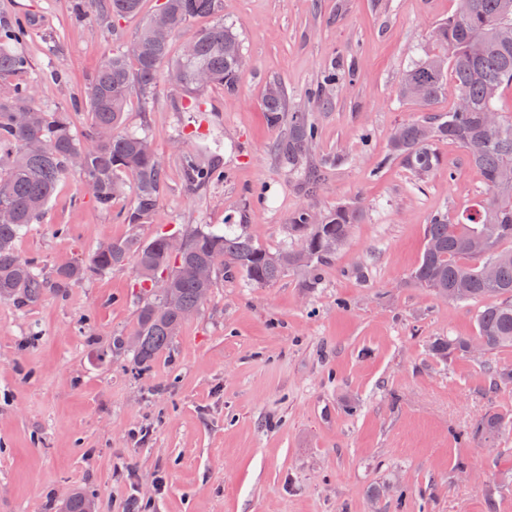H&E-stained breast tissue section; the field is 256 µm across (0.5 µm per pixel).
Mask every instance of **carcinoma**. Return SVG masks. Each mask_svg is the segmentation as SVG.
I'll return each instance as SVG.
<instances>
[{
    "mask_svg": "<svg viewBox=\"0 0 512 512\" xmlns=\"http://www.w3.org/2000/svg\"><path fill=\"white\" fill-rule=\"evenodd\" d=\"M86 7L105 4L114 17L134 15L142 0H85ZM456 9L438 25L435 35L441 50L415 60L403 74L398 95L403 101L427 107L441 93L448 78L460 89L455 108L432 121L415 120L395 132L389 153L373 174L393 160L417 175H427L439 165L433 144L447 139L459 145L478 168L489 197L452 217L433 216L426 225V245L411 281L450 301L493 304L478 309L474 336H448L434 340L432 350L440 357L466 355L472 344L486 350L512 347V116L504 117L497 102L512 87V0H455ZM219 0H164L161 9L144 26L129 55L114 54L95 72L85 97L74 110L89 112L91 144L77 143L69 113L48 111L29 102L30 89L14 84L0 91V159L8 166L0 173V300L36 299L42 283L38 262L22 257L16 242L22 231L40 221L58 181L70 170L82 174L96 205L104 210L132 188L134 201L116 212V219L132 226L150 222L158 209L164 164L151 141L135 131H122L124 112L133 90L151 93L160 78L180 89L197 110V96L211 86L233 91L249 62L238 64L243 54L239 37L217 18ZM213 23L190 35L181 52L171 55V44L186 26L199 17ZM29 35L19 21L0 35V77L29 66L21 44ZM264 109L270 125L287 123L278 144L277 157L288 169L306 170L308 193L317 189V171L308 167L317 128L309 112L293 108L282 86L266 85ZM221 136L202 143L181 156L186 180L194 187L224 178L215 161ZM361 219L353 204H339L328 211L310 205L293 213L288 234L294 245L271 252L255 244L245 231L232 224L224 232L196 228L180 236L183 250L176 255L159 235L142 243L135 237L101 242L85 260L56 269L55 288L63 291L92 274L108 273L135 257L138 285L152 300L137 316L135 334L117 340L133 352L135 372L150 366L172 343L186 312L198 311L218 277L243 275L255 285H269L285 271L306 274L308 285L317 284L327 257L351 237ZM165 276L166 288L155 287ZM512 425L502 414L475 420L469 436L485 440ZM66 512H96L87 494L73 493Z\"/></svg>",
    "mask_w": 512,
    "mask_h": 512,
    "instance_id": "1",
    "label": "carcinoma"
}]
</instances>
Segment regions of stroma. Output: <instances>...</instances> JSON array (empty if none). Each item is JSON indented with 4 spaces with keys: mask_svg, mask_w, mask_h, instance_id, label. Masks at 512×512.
Wrapping results in <instances>:
<instances>
[{
    "mask_svg": "<svg viewBox=\"0 0 512 512\" xmlns=\"http://www.w3.org/2000/svg\"><path fill=\"white\" fill-rule=\"evenodd\" d=\"M161 3L143 0L139 14L115 18L77 11L75 0H0V30L23 20L30 31L28 69L0 88L27 85L32 103L68 112L89 145L90 117L73 100ZM454 8L455 0H221L219 15L252 63L237 88L206 89L203 112L187 111L163 80L148 96L132 93L125 126L149 136L167 170L155 220L118 223L132 196L102 210L71 171L16 243L45 284L37 299L0 301V512H58L77 490L98 512H125L134 496L152 499L153 512H512V430L482 443L465 436L483 414H512V386L492 387L485 371L512 364V348L434 355L435 338L475 334L477 307L410 281L426 224L486 198L484 177L447 140L435 142L441 164L428 176L380 163L397 127L457 103L452 82L426 110L396 96L412 61L436 50L435 28ZM331 72L337 84L322 87ZM273 79L317 125L310 161L324 180L315 196L275 155L283 130L262 104ZM212 129L224 136V178L194 190L179 157ZM342 202L362 217L317 285L295 271L266 286L218 278L139 375L113 345L133 335L144 301L135 261L62 294L51 285L57 267L108 239L241 224L276 251L291 245L299 207Z\"/></svg>",
    "mask_w": 512,
    "mask_h": 512,
    "instance_id": "1",
    "label": "stroma"
}]
</instances>
